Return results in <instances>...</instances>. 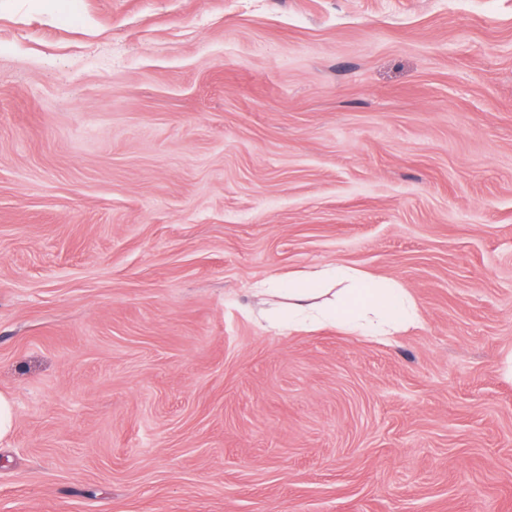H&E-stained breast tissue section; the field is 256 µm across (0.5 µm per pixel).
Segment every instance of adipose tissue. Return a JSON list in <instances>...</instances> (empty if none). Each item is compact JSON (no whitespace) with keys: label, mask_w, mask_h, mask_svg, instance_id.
<instances>
[{"label":"adipose tissue","mask_w":512,"mask_h":512,"mask_svg":"<svg viewBox=\"0 0 512 512\" xmlns=\"http://www.w3.org/2000/svg\"><path fill=\"white\" fill-rule=\"evenodd\" d=\"M328 284L336 287L334 298L319 304ZM254 293L287 298L288 306L279 311L278 320L280 328L288 330L319 321L361 336L390 337L418 319L404 289L342 264L276 278L259 284Z\"/></svg>","instance_id":"adipose-tissue-1"}]
</instances>
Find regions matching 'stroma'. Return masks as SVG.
<instances>
[{
  "label": "stroma",
  "mask_w": 512,
  "mask_h": 512,
  "mask_svg": "<svg viewBox=\"0 0 512 512\" xmlns=\"http://www.w3.org/2000/svg\"><path fill=\"white\" fill-rule=\"evenodd\" d=\"M510 357L512 0H0V512H512ZM327 284L342 288L329 304L319 305L316 299L334 290L323 288ZM251 290L257 296L288 298V307L277 314L280 328L288 331L319 321L361 336L391 337L418 319L415 305L403 288L342 264L272 279Z\"/></svg>",
  "instance_id": "stroma-1"
}]
</instances>
